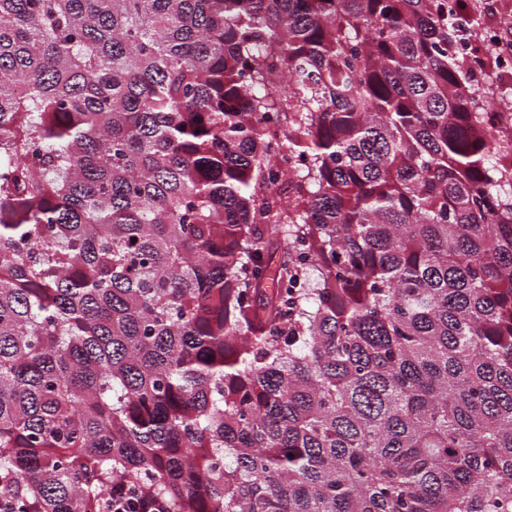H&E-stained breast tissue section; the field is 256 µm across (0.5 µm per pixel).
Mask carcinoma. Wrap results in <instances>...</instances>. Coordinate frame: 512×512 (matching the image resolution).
Wrapping results in <instances>:
<instances>
[{
    "label": "carcinoma",
    "instance_id": "1",
    "mask_svg": "<svg viewBox=\"0 0 512 512\" xmlns=\"http://www.w3.org/2000/svg\"><path fill=\"white\" fill-rule=\"evenodd\" d=\"M463 2L0 0V512H512Z\"/></svg>",
    "mask_w": 512,
    "mask_h": 512
}]
</instances>
